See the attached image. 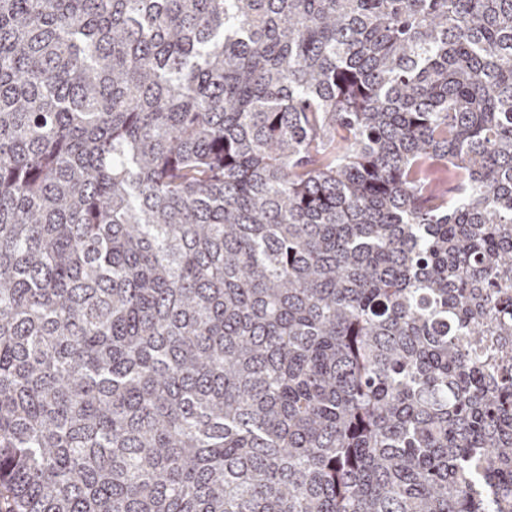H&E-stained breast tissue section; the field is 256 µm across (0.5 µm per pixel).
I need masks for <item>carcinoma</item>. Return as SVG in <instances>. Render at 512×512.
<instances>
[{
	"label": "carcinoma",
	"mask_w": 512,
	"mask_h": 512,
	"mask_svg": "<svg viewBox=\"0 0 512 512\" xmlns=\"http://www.w3.org/2000/svg\"><path fill=\"white\" fill-rule=\"evenodd\" d=\"M0 512H512V0H0Z\"/></svg>",
	"instance_id": "cac0c4a2"
}]
</instances>
